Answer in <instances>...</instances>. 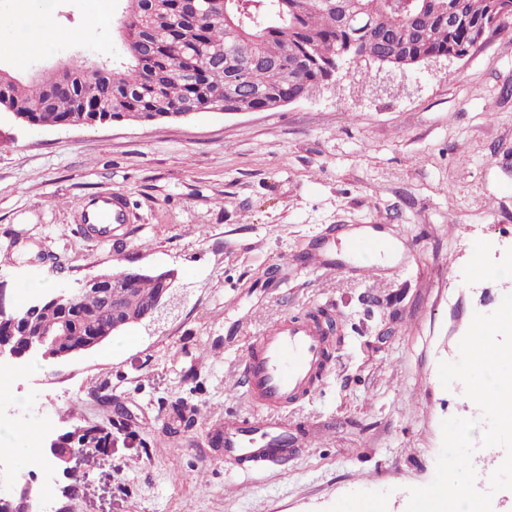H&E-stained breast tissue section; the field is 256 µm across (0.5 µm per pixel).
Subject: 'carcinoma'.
Instances as JSON below:
<instances>
[{
	"mask_svg": "<svg viewBox=\"0 0 512 512\" xmlns=\"http://www.w3.org/2000/svg\"><path fill=\"white\" fill-rule=\"evenodd\" d=\"M123 53L99 69L86 60L66 77L43 71L40 86L12 87L15 104L36 126L70 121L81 103L112 98L111 117L140 122L175 114L190 102L203 109L272 111L280 102L305 99L330 82L336 68L361 67L382 58L409 71L437 57L461 55L512 24L500 16L504 0H223L203 18L186 15L180 0H119ZM69 82L70 91L58 90ZM116 309L104 312L95 294L78 300L81 330L142 316L166 272L111 271ZM19 308V326L41 330L60 311L30 322Z\"/></svg>",
	"mask_w": 512,
	"mask_h": 512,
	"instance_id": "obj_1",
	"label": "carcinoma"
}]
</instances>
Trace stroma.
<instances>
[{"instance_id":"stroma-1","label":"stroma","mask_w":512,"mask_h":512,"mask_svg":"<svg viewBox=\"0 0 512 512\" xmlns=\"http://www.w3.org/2000/svg\"><path fill=\"white\" fill-rule=\"evenodd\" d=\"M0 14L14 21L0 62L21 73L122 52L108 24L74 39L94 26V0H0ZM34 17L52 33L31 50ZM107 190L131 218L116 242L83 230V205ZM360 226L397 242L375 281L356 277L337 237ZM314 242L339 272L307 268ZM117 267L174 270L173 309L71 362L40 361L8 392L40 434H93L70 475L44 473L63 512H406L409 488L434 477L442 420L480 415L461 383L441 386L438 364L507 292L495 272L512 269V29L388 91L343 80L272 112L74 128L0 118V302ZM318 310L337 322L333 360L288 415L321 442L259 472L225 464L206 433L252 412L230 387L242 347Z\"/></svg>"}]
</instances>
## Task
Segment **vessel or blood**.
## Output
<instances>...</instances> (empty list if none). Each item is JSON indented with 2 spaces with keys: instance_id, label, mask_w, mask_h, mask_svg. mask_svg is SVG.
Wrapping results in <instances>:
<instances>
[{
  "instance_id": "obj_1",
  "label": "vessel or blood",
  "mask_w": 512,
  "mask_h": 512,
  "mask_svg": "<svg viewBox=\"0 0 512 512\" xmlns=\"http://www.w3.org/2000/svg\"><path fill=\"white\" fill-rule=\"evenodd\" d=\"M126 220L118 195L106 192L99 196L87 224L93 234L109 236L124 230ZM330 348L322 327L300 318L266 328L245 346L233 386L243 389L254 412L243 419L224 420L209 431L210 443L223 448L225 463L256 471L312 445V434L296 429L284 411L320 391Z\"/></svg>"
}]
</instances>
